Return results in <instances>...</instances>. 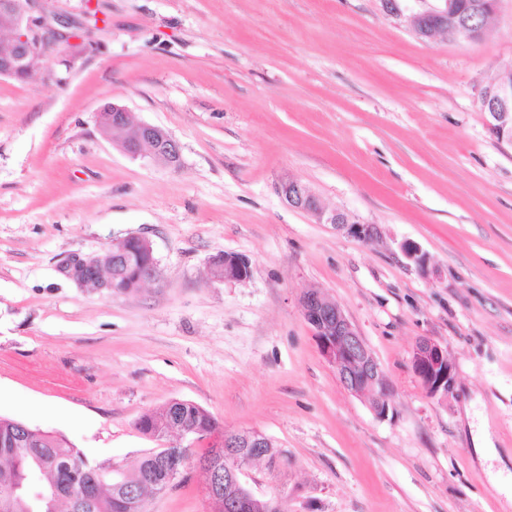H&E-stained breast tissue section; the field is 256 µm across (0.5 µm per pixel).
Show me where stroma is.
<instances>
[{"instance_id": "stroma-1", "label": "stroma", "mask_w": 512, "mask_h": 512, "mask_svg": "<svg viewBox=\"0 0 512 512\" xmlns=\"http://www.w3.org/2000/svg\"><path fill=\"white\" fill-rule=\"evenodd\" d=\"M90 6L64 84L0 77V415L130 471L155 446L139 418L186 400L287 451L251 473L288 512H512V148L476 104L512 63V0L477 41L421 39L382 0L48 2L78 25ZM107 103L168 132L180 165L121 151L97 122ZM286 177L378 241L287 207ZM130 235L158 268L137 291L60 273ZM227 252L248 280L211 278ZM308 290L377 359L387 418L321 354ZM424 338L455 367L446 398L412 370ZM204 486L189 469L147 510L212 512Z\"/></svg>"}]
</instances>
